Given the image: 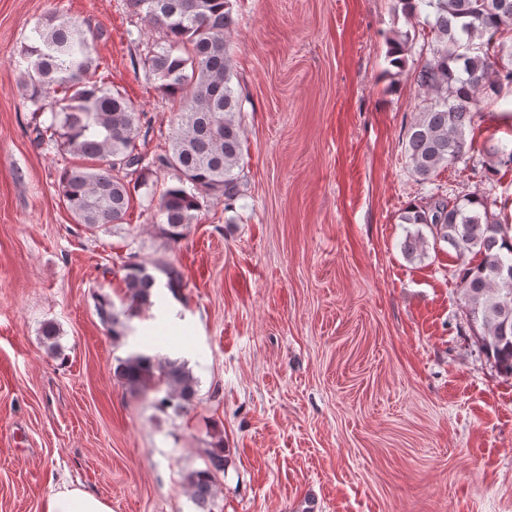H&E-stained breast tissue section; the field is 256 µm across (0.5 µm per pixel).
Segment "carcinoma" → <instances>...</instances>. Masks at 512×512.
<instances>
[{
    "label": "carcinoma",
    "instance_id": "obj_1",
    "mask_svg": "<svg viewBox=\"0 0 512 512\" xmlns=\"http://www.w3.org/2000/svg\"><path fill=\"white\" fill-rule=\"evenodd\" d=\"M144 26L156 30L137 60L145 77L176 106L168 149L150 165L172 174L154 204V217L172 239L196 219L200 200L231 202L240 192L235 169L242 155L243 98L232 86L226 46L235 19L232 0H127ZM412 17L426 11L431 39L429 58L416 71L424 105L405 132V154L421 181L438 170L467 164L466 131L474 116L506 88L512 89V0H396ZM416 36L397 30L390 38V64L403 73L404 52ZM24 102L32 112L33 141L43 149H62L77 162L63 167L58 191L76 223L107 230L126 223L132 196L128 177L145 168L139 141L147 139L151 120L99 72L101 63L82 24L53 13L33 29L24 49ZM497 199L477 194L437 198L426 208L410 207L401 223L424 225L433 242H445L461 259L456 278L471 328L497 370L512 376V232L493 211ZM428 241L407 234L403 250L410 258L425 254ZM125 309L100 295L96 309L107 333L118 339L130 331L127 321L154 305L155 273L179 296L180 272L169 262L122 258ZM41 344L61 354L60 330L47 321ZM117 381L134 393L164 392L160 405L185 411L197 395L198 379L187 362L134 351L118 360ZM205 468L186 475L200 512H211L218 475L224 473V440L203 449Z\"/></svg>",
    "mask_w": 512,
    "mask_h": 512
}]
</instances>
